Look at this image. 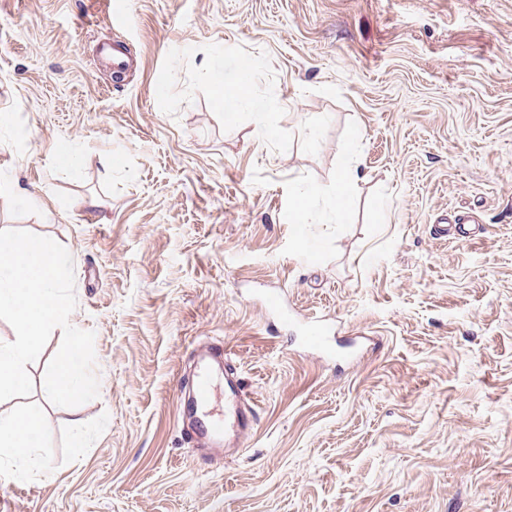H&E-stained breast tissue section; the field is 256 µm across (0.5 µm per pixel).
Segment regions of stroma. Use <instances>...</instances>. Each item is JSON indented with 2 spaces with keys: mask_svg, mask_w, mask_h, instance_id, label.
Segmentation results:
<instances>
[{
  "mask_svg": "<svg viewBox=\"0 0 512 512\" xmlns=\"http://www.w3.org/2000/svg\"><path fill=\"white\" fill-rule=\"evenodd\" d=\"M7 229L71 254L101 386L48 400L54 330L0 403L47 423L0 512H512V0H0ZM313 316L360 359L306 348ZM199 341L259 417L207 463L177 411Z\"/></svg>",
  "mask_w": 512,
  "mask_h": 512,
  "instance_id": "35a3bbf8",
  "label": "stroma"
}]
</instances>
